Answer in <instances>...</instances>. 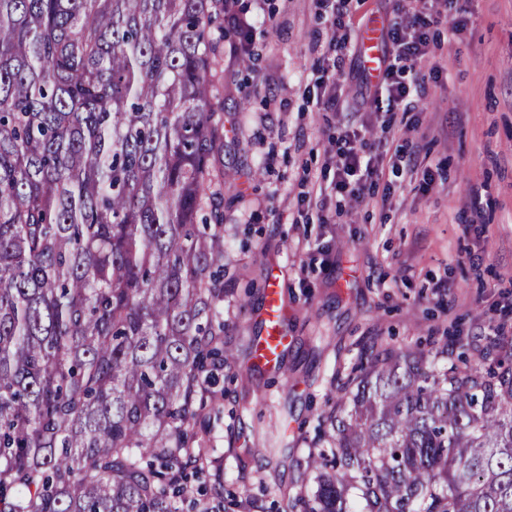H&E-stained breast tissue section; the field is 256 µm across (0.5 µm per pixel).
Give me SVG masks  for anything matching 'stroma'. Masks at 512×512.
Segmentation results:
<instances>
[{
    "instance_id": "1",
    "label": "stroma",
    "mask_w": 512,
    "mask_h": 512,
    "mask_svg": "<svg viewBox=\"0 0 512 512\" xmlns=\"http://www.w3.org/2000/svg\"><path fill=\"white\" fill-rule=\"evenodd\" d=\"M255 22L254 50L233 51L226 36L215 73L224 85V321L226 360L218 399L197 420L206 461L188 478L192 501L222 502L238 512H276L294 494L290 462L269 455L287 444L306 460L316 415L338 394L360 351L372 341L400 348L436 344L456 355L512 350V0H468L469 26L449 41L435 37L438 82L415 102L433 125L460 112L446 180L428 191L399 182L386 223L345 203L331 224H302L296 199L310 191L304 171L325 163L327 124L316 100L321 46L331 18L314 0H238ZM486 184L490 223L466 227L457 212L469 185ZM280 281L287 342L272 368L257 366L260 313L270 275ZM447 279V301L435 285Z\"/></svg>"
}]
</instances>
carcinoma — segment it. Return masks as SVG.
<instances>
[{"label":"carcinoma","instance_id":"carcinoma-1","mask_svg":"<svg viewBox=\"0 0 512 512\" xmlns=\"http://www.w3.org/2000/svg\"><path fill=\"white\" fill-rule=\"evenodd\" d=\"M224 0H0V512H179L224 358ZM364 348L281 512H512V351Z\"/></svg>","mask_w":512,"mask_h":512}]
</instances>
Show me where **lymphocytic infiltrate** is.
I'll use <instances>...</instances> for the list:
<instances>
[{"label": "lymphocytic infiltrate", "instance_id": "obj_1", "mask_svg": "<svg viewBox=\"0 0 512 512\" xmlns=\"http://www.w3.org/2000/svg\"><path fill=\"white\" fill-rule=\"evenodd\" d=\"M353 2H319L333 19L317 99L324 110L336 116V133L329 136L325 149L327 165L334 173L330 187L320 186L299 197L296 207L301 211L316 208L322 224L331 221L332 197L383 208L394 191L396 178L420 174L418 188L424 192L445 178L447 162L428 164V141L412 135L421 124L413 101L425 95L426 75L438 73L429 64L435 52L432 28L443 20L449 33L457 36L469 24L466 0H395L393 14L387 20L379 78L364 79L362 90L349 101L337 77L344 72L347 56L358 48L350 27ZM376 127L381 129V136L373 135Z\"/></svg>", "mask_w": 512, "mask_h": 512}]
</instances>
